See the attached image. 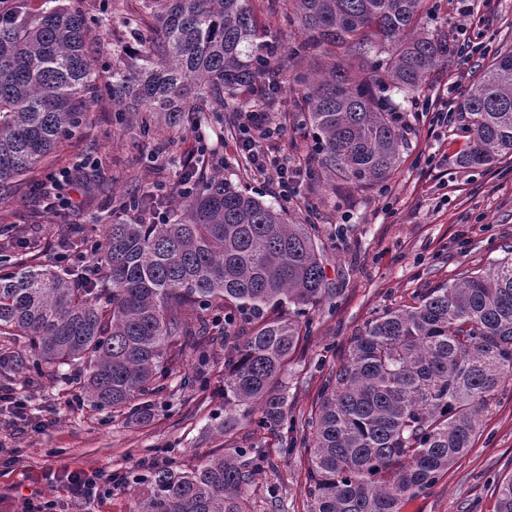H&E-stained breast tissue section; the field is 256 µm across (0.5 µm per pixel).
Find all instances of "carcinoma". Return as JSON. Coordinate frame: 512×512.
I'll return each mask as SVG.
<instances>
[{"mask_svg": "<svg viewBox=\"0 0 512 512\" xmlns=\"http://www.w3.org/2000/svg\"><path fill=\"white\" fill-rule=\"evenodd\" d=\"M125 27L138 50L108 77L122 125L150 135L164 114L177 132L209 112L255 99L277 110L282 48L272 28H296L294 112L313 130L309 173L355 188L389 182L406 143L389 101L433 80L457 55L422 20L427 0H137ZM267 19L259 25L257 14ZM89 19L72 0L0 7V196L87 123L102 81ZM457 111L469 134L463 167L512 156V47L497 52ZM315 224L224 182L215 169L168 224H109L94 242L98 275L14 258L0 270V381L64 366L85 371L95 408L150 416L184 347L221 328L220 435L258 409L284 416L274 392L301 339V319L326 293ZM512 380V245L470 271L388 308L351 337L301 423L309 512H401L472 447L495 392ZM264 462L242 450L189 470L155 466L134 478L140 512H249L245 488ZM512 512V476L495 490Z\"/></svg>", "mask_w": 512, "mask_h": 512, "instance_id": "1", "label": "carcinoma"}]
</instances>
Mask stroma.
Here are the masks:
<instances>
[{"label": "stroma", "instance_id": "obj_1", "mask_svg": "<svg viewBox=\"0 0 512 512\" xmlns=\"http://www.w3.org/2000/svg\"><path fill=\"white\" fill-rule=\"evenodd\" d=\"M113 0H79L89 16L111 23L92 31L93 55L100 69L128 60L130 40L123 14ZM428 28L456 35L480 24L487 52L512 46V0H437ZM475 69L462 57L422 97L456 103ZM410 129L401 165L387 191H363L338 178L303 180L302 195L291 203L234 167V143H225L224 179L273 207L285 208L295 224L314 223L326 246L325 274L331 290L310 313L311 333L290 355L275 390L285 401V419L275 430L250 420L225 435L211 429L224 411V359L200 360L186 347L167 390L154 397L152 417L140 422L122 413L94 409L85 399L78 371L68 380L53 373L37 384L21 379L15 395L24 419L0 412V512H23L33 498L51 500L58 512H136L139 495L130 486L98 499L72 498L61 475L67 469L125 474L148 469L151 461H174L189 469L209 455L246 448L264 457L266 467L246 488L252 512H309L308 456L299 438L301 420L316 408L325 372L339 363L349 338L384 309L409 303L413 294L460 278L473 267H489L512 245V158L493 168L460 167L457 158L468 140L459 113L433 126L412 99L395 96ZM192 136L170 139L167 128L146 138L123 128L112 110L109 91L99 95L89 124L64 142L40 167L0 199V229L12 227L9 254L62 256L74 243L103 240L109 215L138 175L141 192L156 184L174 187L180 161L191 152ZM69 168L67 205L48 208L50 177ZM512 474V381L497 392L484 413L472 448L433 487L402 512H494V488Z\"/></svg>", "mask_w": 512, "mask_h": 512}]
</instances>
